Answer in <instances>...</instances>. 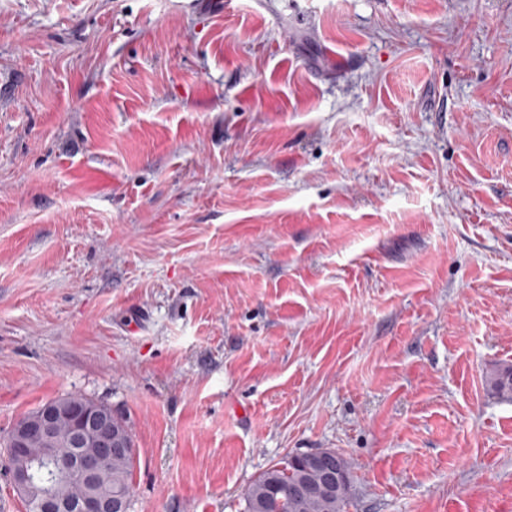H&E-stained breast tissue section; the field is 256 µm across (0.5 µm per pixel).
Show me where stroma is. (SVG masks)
Here are the masks:
<instances>
[{
    "instance_id": "obj_1",
    "label": "stroma",
    "mask_w": 512,
    "mask_h": 512,
    "mask_svg": "<svg viewBox=\"0 0 512 512\" xmlns=\"http://www.w3.org/2000/svg\"><path fill=\"white\" fill-rule=\"evenodd\" d=\"M512 0H0V437L127 417L131 512H512ZM320 457H327L333 469L347 475L349 484L338 488L344 483V478L330 467L317 468L320 479L315 471L310 472L308 469L312 462ZM303 479L319 481L315 485L304 482L297 487ZM350 483L349 464L336 450L320 448L288 455L262 472L247 487L243 493L242 512H348L352 499ZM320 488L326 491L338 489L328 493L317 490ZM305 493L309 494L298 495Z\"/></svg>"
}]
</instances>
